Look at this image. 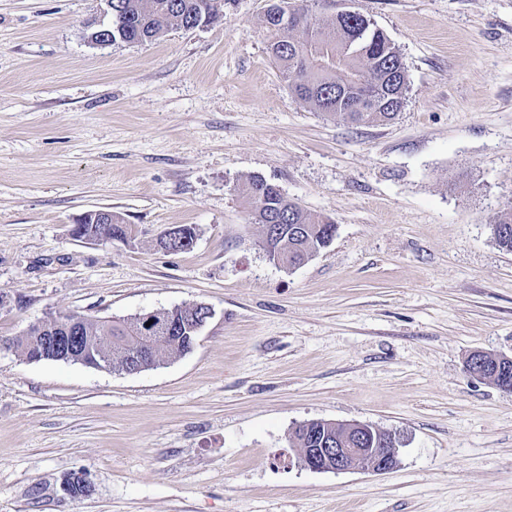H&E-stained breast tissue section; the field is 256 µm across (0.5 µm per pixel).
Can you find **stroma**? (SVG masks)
Segmentation results:
<instances>
[{
    "mask_svg": "<svg viewBox=\"0 0 512 512\" xmlns=\"http://www.w3.org/2000/svg\"><path fill=\"white\" fill-rule=\"evenodd\" d=\"M269 0L99 46L105 0H0V512H512V0H349L401 54L404 107L355 126L292 94ZM332 218L292 270L237 187ZM106 209L126 239H75ZM193 245L167 251L172 228ZM205 303L193 348L129 374L33 362L37 321ZM396 438L383 474L314 472L302 422ZM85 472L91 496L61 486ZM495 241L502 249L512 251V208L503 211L492 224Z\"/></svg>",
    "mask_w": 512,
    "mask_h": 512,
    "instance_id": "stroma-1",
    "label": "stroma"
}]
</instances>
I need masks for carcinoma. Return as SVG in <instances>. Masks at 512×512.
Segmentation results:
<instances>
[{
    "label": "carcinoma",
    "mask_w": 512,
    "mask_h": 512,
    "mask_svg": "<svg viewBox=\"0 0 512 512\" xmlns=\"http://www.w3.org/2000/svg\"><path fill=\"white\" fill-rule=\"evenodd\" d=\"M230 0H112V40L136 44L157 40L173 28L191 30L224 20ZM293 9L299 23L287 29L270 12L263 18L267 46L288 88L299 99L328 116L352 125L384 124L401 111L407 88L402 57L382 30L359 12L327 13L319 0H274ZM253 224L288 225V263L300 262L308 246L326 247L335 222L301 206L288 208L278 186L252 176L239 188ZM499 247L512 251V208L492 224ZM90 336L131 337L126 321L100 320L87 326ZM195 338L176 331L159 356L183 354Z\"/></svg>",
    "instance_id": "1"
}]
</instances>
